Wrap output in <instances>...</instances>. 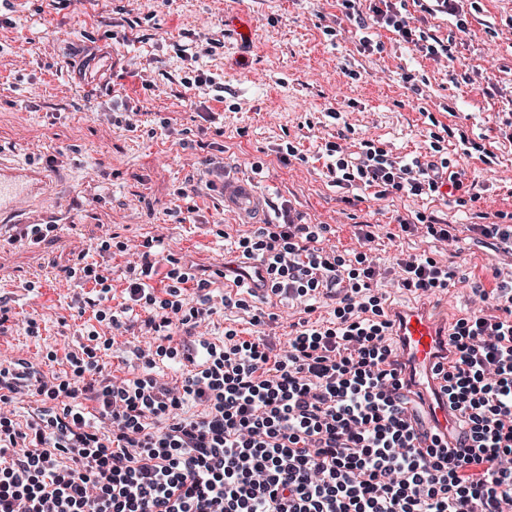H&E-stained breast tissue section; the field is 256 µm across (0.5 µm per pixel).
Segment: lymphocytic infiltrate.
I'll list each match as a JSON object with an SVG mask.
<instances>
[{"mask_svg": "<svg viewBox=\"0 0 512 512\" xmlns=\"http://www.w3.org/2000/svg\"><path fill=\"white\" fill-rule=\"evenodd\" d=\"M341 2L357 27L391 30L447 62V45L417 33L397 0ZM325 151L336 185L383 197L429 198L463 184L461 172L393 158L368 140L355 152L338 142ZM274 212L277 222L239 239L243 257L263 265L273 293L319 290L341 304L334 326L300 320L281 355L260 336L220 359L199 341L186 356L196 370L179 387L133 377L66 388L97 403L108 433L68 407L5 429L0 512H512V319L487 314L483 292L481 309L449 335L441 390L464 429L461 448L449 450L406 406L390 321L367 316L375 269L346 281L289 206ZM402 271L406 289L448 286L430 258H409ZM188 401L201 413L178 416Z\"/></svg>", "mask_w": 512, "mask_h": 512, "instance_id": "obj_1", "label": "lymphocytic infiltrate"}]
</instances>
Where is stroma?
Segmentation results:
<instances>
[{
	"label": "stroma",
	"mask_w": 512,
	"mask_h": 512,
	"mask_svg": "<svg viewBox=\"0 0 512 512\" xmlns=\"http://www.w3.org/2000/svg\"><path fill=\"white\" fill-rule=\"evenodd\" d=\"M407 10L417 27L450 42L440 66L383 28H357L338 0H9L0 7V161L49 171L56 193L32 207L28 223L56 224L38 248L0 247V368L33 364L47 379L75 382L81 368L104 378L150 376L182 382L191 368L183 338L166 340L132 329L113 333L112 311L126 306L129 261L157 238L166 255L150 284L153 300L139 319L178 302L181 315L197 303L193 278H212L218 312L197 332L223 348L264 332L273 347L291 338L300 313L281 295L253 297L219 277L236 265L239 238L261 216L225 205V176L258 184L263 206L287 203L302 223L324 225L322 247L349 271L369 264L389 274L399 259L424 254L446 266L447 290L423 294L391 286L370 290L380 311L393 305L447 313L449 324L470 317L474 289L495 295L512 280V255L474 240L468 225L512 222V0H477L466 31L451 16ZM247 13L246 38L232 24ZM370 47H363V40ZM109 60L84 76L86 61ZM214 78L189 91L192 70ZM137 110L130 132L113 120ZM340 118H332V111ZM175 130L158 132L159 119ZM346 131L349 144L372 140L392 156L430 154L464 171L466 185L433 199H381L374 189L342 188L328 175L326 142ZM485 145L488 159L465 156L460 136ZM205 175L199 194L182 197L188 175ZM479 199H472V192ZM195 211L180 221L187 206ZM422 213L454 222L442 244L400 230L396 215ZM375 227L361 245L357 227ZM103 270L109 290L99 312L87 311L91 284L64 279L82 262ZM185 276L170 290L169 275ZM234 305H222L224 297ZM275 313L264 328L255 308ZM152 347L146 369L136 348Z\"/></svg>",
	"instance_id": "stroma-1"
}]
</instances>
